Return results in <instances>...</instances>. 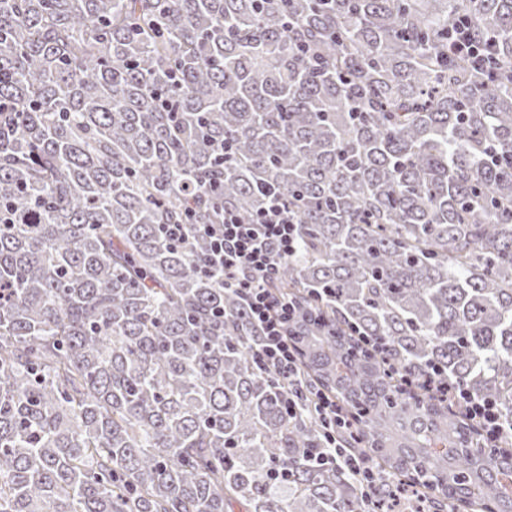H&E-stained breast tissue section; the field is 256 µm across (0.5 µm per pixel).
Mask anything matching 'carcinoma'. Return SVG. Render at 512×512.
I'll use <instances>...</instances> for the list:
<instances>
[{"label":"carcinoma","mask_w":512,"mask_h":512,"mask_svg":"<svg viewBox=\"0 0 512 512\" xmlns=\"http://www.w3.org/2000/svg\"><path fill=\"white\" fill-rule=\"evenodd\" d=\"M466 20L491 55L455 49ZM299 248L261 368L194 207ZM512 0H0V512H512ZM438 390L445 391L448 397L465 408L472 419L479 421L486 436L499 439L509 433L512 438V425L505 427L501 420L500 409L494 401L475 397L468 391L450 384L447 389ZM321 410L322 417L325 418V424L328 430L326 433L327 444L323 448L325 451L317 454L318 460L321 455L326 456L328 453L335 463L349 466L356 470L357 473L361 475L364 483L369 487L391 490L393 488V484H391V482L382 474L367 466L365 461L361 458L352 459L347 457L341 448L336 446V418H338L336 417V402L327 398L323 403H321Z\"/></svg>","instance_id":"carcinoma-1"}]
</instances>
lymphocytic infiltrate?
Here are the masks:
<instances>
[{
	"label": "lymphocytic infiltrate",
	"mask_w": 512,
	"mask_h": 512,
	"mask_svg": "<svg viewBox=\"0 0 512 512\" xmlns=\"http://www.w3.org/2000/svg\"><path fill=\"white\" fill-rule=\"evenodd\" d=\"M185 217V223L164 225L166 237L180 241L193 234L207 240L208 250L200 267L202 271L223 275L225 281L239 282L250 316L262 331L259 362L277 372L292 370L296 356L288 336L298 308L287 296L268 288L267 283L275 278L280 258L296 248L295 224L276 202L254 224L242 222L231 210L225 211L220 224L196 223L191 208L186 210ZM447 394L482 424L486 436L497 439L506 434L495 402L475 397L454 385L448 386ZM321 410L327 427L325 449L333 461L356 470L369 487L391 489V482L363 459L349 458L337 447L335 402L323 401Z\"/></svg>",
	"instance_id": "f902f5d3"
}]
</instances>
